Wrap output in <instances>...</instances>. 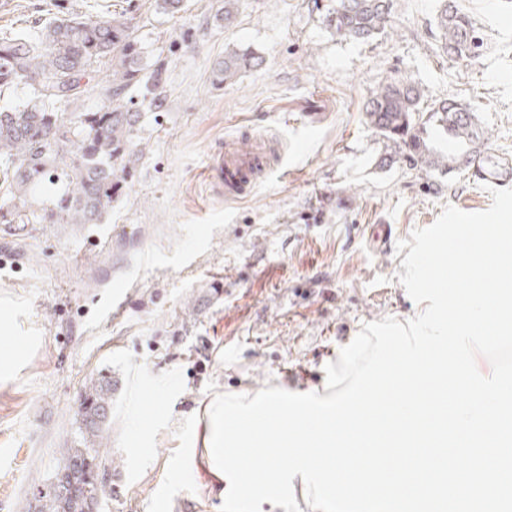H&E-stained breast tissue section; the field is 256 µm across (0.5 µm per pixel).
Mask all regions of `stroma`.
<instances>
[{"mask_svg": "<svg viewBox=\"0 0 512 512\" xmlns=\"http://www.w3.org/2000/svg\"><path fill=\"white\" fill-rule=\"evenodd\" d=\"M126 13L152 54L167 51L164 111L138 104L145 150L103 223L0 227V350L20 353L0 380V512H34L78 433L90 379L112 396L105 453L112 493L103 512H147L179 441L181 421L214 393L267 387L325 394L337 361L365 323L420 311L400 283L399 241L444 206L487 210L470 169L384 166L391 152L364 103L390 77L428 98L454 97L489 132L481 153L512 161V0H460L486 38L472 60L443 55L438 0H393L387 28L363 42L324 20L331 0H242L234 27L217 0H99ZM48 0H0V33H36ZM263 59L215 87L211 63L232 47ZM271 148L251 191L225 195L210 172L226 145ZM387 224L385 244L373 239ZM124 288V308L111 309ZM172 512H220L219 490L197 472Z\"/></svg>", "mask_w": 512, "mask_h": 512, "instance_id": "obj_1", "label": "stroma"}]
</instances>
